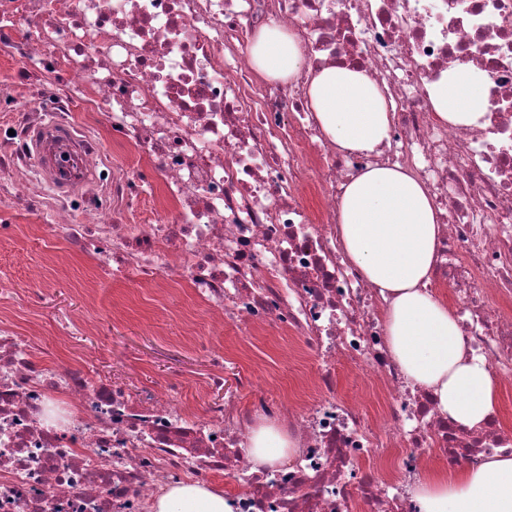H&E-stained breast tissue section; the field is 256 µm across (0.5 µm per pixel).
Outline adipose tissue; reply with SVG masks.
<instances>
[{"label": "adipose tissue", "instance_id": "adipose-tissue-1", "mask_svg": "<svg viewBox=\"0 0 512 512\" xmlns=\"http://www.w3.org/2000/svg\"><path fill=\"white\" fill-rule=\"evenodd\" d=\"M257 72L288 81L304 66L295 34L276 26L257 30L249 46ZM486 73L449 74L432 103L454 125L480 124L488 104ZM306 96L326 138L348 155L369 154L388 142L392 114L379 86L358 68L313 72ZM337 222L348 261L390 298L384 312L389 345L407 377L429 391L439 411L472 428L494 413L497 381L481 359L464 357L458 318L447 301L427 291L440 226L433 202L409 169L369 165L341 195ZM419 512H512V456L476 467L426 472L413 491ZM154 512H232L223 492L203 483L161 494Z\"/></svg>", "mask_w": 512, "mask_h": 512}]
</instances>
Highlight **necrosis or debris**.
I'll return each instance as SVG.
<instances>
[{"mask_svg": "<svg viewBox=\"0 0 512 512\" xmlns=\"http://www.w3.org/2000/svg\"><path fill=\"white\" fill-rule=\"evenodd\" d=\"M296 34L307 69L268 81L253 33ZM26 62L31 97L0 92V195L39 211L44 239L99 270L188 282L210 328L299 337L317 356L307 398L241 376L244 400L198 418L161 387L137 395L60 362L32 328L0 320V512H152L207 475L233 512H417L407 488L432 464L512 453V431L441 416L394 359L377 286L349 264L336 207L364 166L400 165L442 224L433 287L449 288L467 357L512 390V0H0V50ZM364 69L394 114L390 142L341 155L303 88L325 66ZM490 81L480 125L435 117L449 71ZM88 97L113 143L68 120ZM161 200L139 218L145 197ZM358 390L337 394V369ZM296 451L256 467L259 423Z\"/></svg>", "mask_w": 512, "mask_h": 512, "instance_id": "4bbe7bcc", "label": "necrosis or debris"}]
</instances>
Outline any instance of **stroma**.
<instances>
[{
  "label": "stroma",
  "instance_id": "obj_1",
  "mask_svg": "<svg viewBox=\"0 0 512 512\" xmlns=\"http://www.w3.org/2000/svg\"><path fill=\"white\" fill-rule=\"evenodd\" d=\"M5 212L16 230L0 238V319L29 321L49 344L56 337H69L73 356L84 359L90 377L117 379L141 393L172 386L176 399L200 415L205 398L237 396L240 360L235 351L242 347L271 387H296L300 365L279 361L289 337H206V309L187 286L141 288L98 279L92 262L76 256L68 272H60L53 258L67 253L68 244L44 245L36 231V212L21 206L6 207ZM89 317L98 322L93 335L82 328ZM218 347L228 352L220 364L212 356Z\"/></svg>",
  "mask_w": 512,
  "mask_h": 512
}]
</instances>
